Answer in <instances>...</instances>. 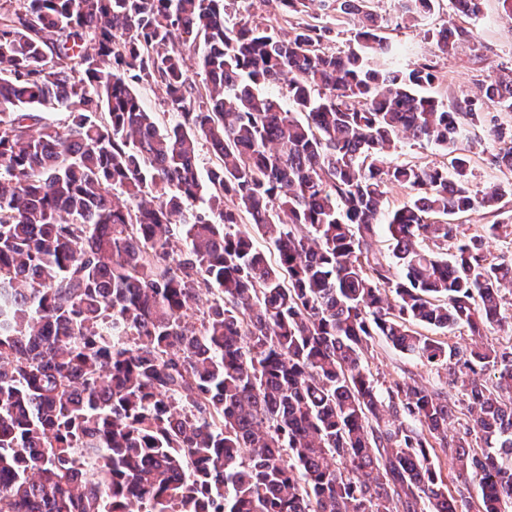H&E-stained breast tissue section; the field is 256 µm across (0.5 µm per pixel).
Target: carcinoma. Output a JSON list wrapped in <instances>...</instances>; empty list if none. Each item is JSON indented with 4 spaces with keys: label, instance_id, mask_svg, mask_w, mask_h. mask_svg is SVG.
Masks as SVG:
<instances>
[{
    "label": "carcinoma",
    "instance_id": "obj_1",
    "mask_svg": "<svg viewBox=\"0 0 512 512\" xmlns=\"http://www.w3.org/2000/svg\"><path fill=\"white\" fill-rule=\"evenodd\" d=\"M334 2L357 19L343 54L248 0L0 6V512H470L438 448L478 512H512V345L417 330L512 323V263L450 220L506 194L472 193L455 154L481 104L448 111L427 64L377 68L383 23ZM401 2L418 19L435 0ZM483 97L512 112V72ZM402 133L449 167L389 160ZM492 162L512 170V139ZM394 186L414 195L390 210ZM378 336L448 389L379 384Z\"/></svg>",
    "mask_w": 512,
    "mask_h": 512
}]
</instances>
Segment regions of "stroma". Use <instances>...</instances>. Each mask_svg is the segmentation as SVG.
I'll return each mask as SVG.
<instances>
[{
    "label": "stroma",
    "mask_w": 512,
    "mask_h": 512,
    "mask_svg": "<svg viewBox=\"0 0 512 512\" xmlns=\"http://www.w3.org/2000/svg\"><path fill=\"white\" fill-rule=\"evenodd\" d=\"M371 8L384 19L401 68L411 69L422 63L433 67L438 80L432 91L449 111H466L468 100L482 96L489 75L512 69V18L505 15L500 0H483L480 13L473 18L454 13L447 0H438L431 16L418 21L403 17L400 0H373ZM250 13L256 22L280 29L296 27L312 15L317 24L331 30L329 50L344 52L354 44V26L348 16L331 7L320 8L315 2L308 12L285 15L277 0H253ZM443 26L466 28L471 37L450 51H440L433 43L432 33ZM495 147V142L486 138L469 152L467 178L471 190L483 192L496 186H512V171L491 162ZM366 367L384 383L410 378L428 387L440 383L434 368L399 352L382 338L371 348Z\"/></svg>",
    "instance_id": "1"
}]
</instances>
